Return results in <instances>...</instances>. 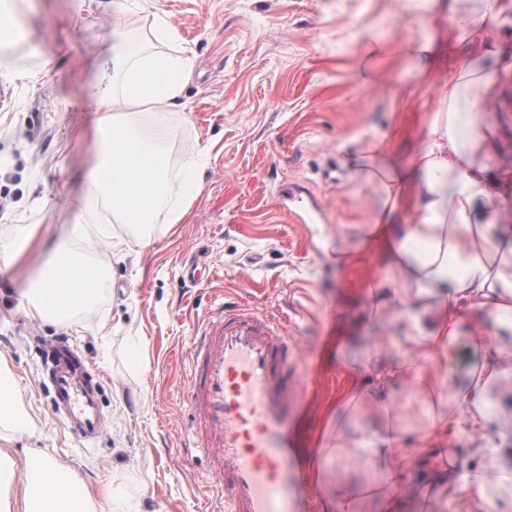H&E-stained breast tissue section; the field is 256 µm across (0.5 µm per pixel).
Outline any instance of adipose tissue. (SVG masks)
I'll use <instances>...</instances> for the list:
<instances>
[{"mask_svg": "<svg viewBox=\"0 0 512 512\" xmlns=\"http://www.w3.org/2000/svg\"><path fill=\"white\" fill-rule=\"evenodd\" d=\"M404 9L422 31L400 47L417 75L443 63L449 47L468 43L474 53L456 57L452 79L439 82L435 107L420 129L422 144L409 163L395 162L383 138L340 159L354 178L381 194L364 236L382 252L389 274L369 288L370 317L395 307L400 320L398 336L377 337L361 358L365 369L372 359L381 361L374 387L353 390L345 401L362 424L350 434L337 431L335 447L322 451L326 459H356L368 478L356 485L323 482L324 499L328 512H360L367 502L378 504L379 512H404L416 479L396 461L407 431L394 411L393 387L405 382L427 409L414 433L420 459L434 464L425 507L434 512L453 500L464 512H497L512 504V449L496 401L500 383L512 379V225L503 219L512 211V166L489 169L497 130L482 107L494 98L499 74L512 72V54L493 38L496 29L512 26V0H405ZM129 22L128 0H112L114 90L93 99L99 158L87 181L92 201L73 214L76 235L94 223L101 204L138 230L180 223L203 188L200 173L188 171L179 200L170 202L163 148L168 132L157 130L150 142L136 132L143 112L161 107L180 113L192 63L188 51L164 17L155 18L153 32L168 44L165 52L128 43ZM109 284L105 268L63 243L40 266L25 311L68 325ZM467 310L481 315L472 345L482 360L464 387L453 388L437 372ZM394 345L406 359L391 358ZM462 420L467 429L449 444V428ZM33 428L15 376L0 360V430ZM17 490L23 512H94L91 492L69 465L34 454L20 483L15 460L0 449V512H12Z\"/></svg>", "mask_w": 512, "mask_h": 512, "instance_id": "ef3b65f1", "label": "adipose tissue"}]
</instances>
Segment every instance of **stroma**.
<instances>
[{"instance_id": "stroma-1", "label": "stroma", "mask_w": 512, "mask_h": 512, "mask_svg": "<svg viewBox=\"0 0 512 512\" xmlns=\"http://www.w3.org/2000/svg\"><path fill=\"white\" fill-rule=\"evenodd\" d=\"M17 20L14 68L0 76V251L14 227L31 225L35 246L0 261V356L37 421L8 446L17 472L29 452L70 464L109 512V490L144 512H206L207 463L192 450L195 421L182 367L190 337L220 303L277 311L302 350L307 380L297 424L305 450L331 448L344 425L340 403L375 371H357L374 336L398 333L399 313L372 322L363 313L385 261L365 250L362 229L377 194L340 167L341 152L393 139L400 160L419 147L432 112L433 81H421L398 52L414 28L402 0H146L130 35L153 37L155 15L178 30L194 60L182 115L146 112L142 124L174 126L175 176L204 162V188L181 223L143 240L123 224L122 253L90 236L73 247L110 266V286L75 317V327L26 316L22 295L64 237L71 205L87 184L96 147L90 101L112 89V0H0ZM387 47L368 58L369 39ZM374 80H355L359 67ZM487 118L501 133L489 167L512 163V75H503ZM312 223H295V215ZM344 265L328 261L336 249ZM200 254L214 276L183 281L180 261ZM467 313L441 376L463 383L476 360ZM66 338L102 378L106 430L73 438L39 386L35 337Z\"/></svg>"}]
</instances>
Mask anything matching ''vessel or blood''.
<instances>
[{"instance_id": "obj_1", "label": "vessel or blood", "mask_w": 512, "mask_h": 512, "mask_svg": "<svg viewBox=\"0 0 512 512\" xmlns=\"http://www.w3.org/2000/svg\"><path fill=\"white\" fill-rule=\"evenodd\" d=\"M300 355L281 316L246 303L220 308L192 336L184 378L195 447L213 461L209 482L224 489L208 512H297L299 495L316 499L290 419L301 385L289 370ZM42 360L52 414L74 437L98 438L106 419L97 372L64 339Z\"/></svg>"}]
</instances>
